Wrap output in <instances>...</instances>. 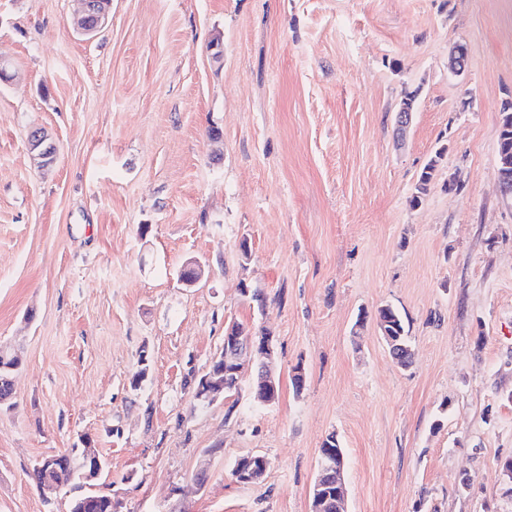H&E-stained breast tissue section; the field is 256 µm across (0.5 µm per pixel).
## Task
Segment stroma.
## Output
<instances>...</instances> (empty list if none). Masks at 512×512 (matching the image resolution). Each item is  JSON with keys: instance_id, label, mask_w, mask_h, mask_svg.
<instances>
[{"instance_id": "35a3bbf8", "label": "stroma", "mask_w": 512, "mask_h": 512, "mask_svg": "<svg viewBox=\"0 0 512 512\" xmlns=\"http://www.w3.org/2000/svg\"><path fill=\"white\" fill-rule=\"evenodd\" d=\"M79 10L0 0L16 74L0 82V341L24 357L0 410V512H67L69 490L44 499L29 473L83 434L120 512H311L331 434L348 512H512L497 145L512 0H112L90 39ZM37 129L57 149L46 169ZM191 261L202 275L186 286ZM384 306L404 320L408 366L378 327ZM233 322L274 336L273 405L194 397L189 375ZM253 454L264 477L238 482L234 461ZM444 149H440L436 152L435 156L429 160V162L424 166L422 171L420 172L417 180V185L415 187V195L411 198V203H418L421 199V196L425 194L427 190V186L433 181V179L437 175L438 167L440 165V161L444 156Z\"/></svg>"}]
</instances>
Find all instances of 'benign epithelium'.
<instances>
[{
  "mask_svg": "<svg viewBox=\"0 0 512 512\" xmlns=\"http://www.w3.org/2000/svg\"><path fill=\"white\" fill-rule=\"evenodd\" d=\"M81 15L77 20V29L83 36H91L101 27L108 16L112 0H81ZM259 356L261 368L251 374L249 392L253 397L265 398L271 404L277 397V376L275 373L276 347L274 338L266 331L261 336H243L233 327H228L224 334V349L218 353L224 360V374L242 380L253 364L254 356ZM207 390L205 400L212 403L224 395L225 385L220 374L211 372L205 376ZM345 458L331 450L322 454L318 468V476L313 484L314 510L322 512L329 496L325 495L328 488L334 489L336 512H346L344 496Z\"/></svg>",
  "mask_w": 512,
  "mask_h": 512,
  "instance_id": "7a95c632",
  "label": "benign epithelium"
}]
</instances>
